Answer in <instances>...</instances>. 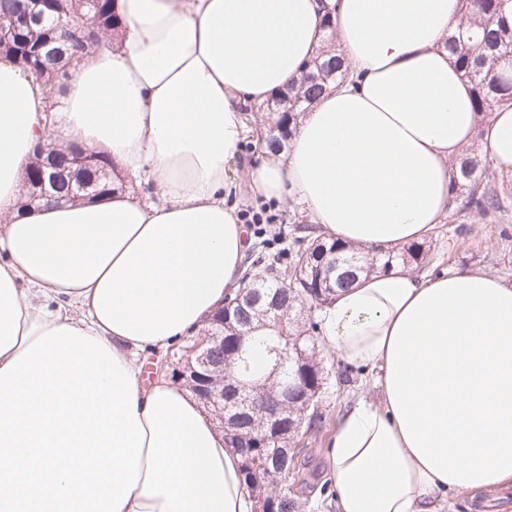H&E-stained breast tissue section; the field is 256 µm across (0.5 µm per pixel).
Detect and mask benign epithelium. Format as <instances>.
I'll return each mask as SVG.
<instances>
[{
    "mask_svg": "<svg viewBox=\"0 0 512 512\" xmlns=\"http://www.w3.org/2000/svg\"><path fill=\"white\" fill-rule=\"evenodd\" d=\"M56 14L50 27L53 37L30 45L38 61L33 67L54 66L64 55L75 56L81 48L98 41L100 17L98 0H27L26 11L5 23L0 20V45L14 35ZM67 179L66 171L55 170L50 179L25 180L30 189L29 203L42 200H80L96 195L91 184L69 186L68 194H56V184ZM309 252L328 274L337 270L336 261L316 240ZM263 275L252 273L235 298L222 306L219 318L212 319L215 329L193 344L176 368L178 379L191 388L203 406L215 413L231 448L245 459L250 474V492L254 512H276L277 497L271 494L287 482L288 463L296 452L297 436L310 420L309 411L319 404L321 382L316 377L324 367L316 357L300 346L291 350L270 351V371L259 378L248 374L229 375L224 365H232L243 355L248 337L260 330L277 329L288 317V309L278 297H268L259 288ZM263 438L276 443L274 448L256 449L254 440Z\"/></svg>",
    "mask_w": 512,
    "mask_h": 512,
    "instance_id": "obj_1",
    "label": "benign epithelium"
}]
</instances>
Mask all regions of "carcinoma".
I'll return each mask as SVG.
<instances>
[{
	"mask_svg": "<svg viewBox=\"0 0 512 512\" xmlns=\"http://www.w3.org/2000/svg\"><path fill=\"white\" fill-rule=\"evenodd\" d=\"M501 2L502 0H463L468 27L448 36L447 47L453 63L470 84L475 107L482 113L498 107L512 106V64L501 62L502 57L512 50V13L502 10ZM346 75L348 70L342 68L340 59L323 52L318 53L300 78L288 84L271 101L258 106L260 110H269L268 143L279 148L285 146L294 133V120L297 115L312 107L329 85L346 78ZM72 76L73 71L70 68H60L47 75L51 98L54 99L64 92ZM453 179L455 198L461 199L462 208L482 213L496 208L497 194L484 183L477 157H463ZM76 181L93 183L101 193L115 188L112 167L100 157L81 170ZM310 229L312 226L308 224H298L290 229L281 227L270 238L267 237L266 230H254L253 242L248 248L251 262L242 270V278L248 277L253 266L265 271L277 269L279 255L271 251V246L286 238L289 239L288 265L298 266L305 259L306 250L309 248L299 232ZM324 246L328 251L336 253L338 258L357 259V262L350 265H341V269L352 268L360 273L375 270L387 272L398 262L407 266L419 265L425 259L422 246L416 244H411L395 254H386L380 250L371 253L358 252L335 241L326 242ZM331 296L332 293L314 279L309 281L308 287L299 288L297 294L286 291L284 299L293 308L308 304L315 309L327 303ZM298 339L307 350L315 349V344L320 342L317 323L312 322L301 327L288 321L283 328L274 329L265 336L254 337L253 342L265 347L271 345L284 349L293 346Z\"/></svg>",
	"mask_w": 512,
	"mask_h": 512,
	"instance_id": "cac0c4a2",
	"label": "carcinoma"
}]
</instances>
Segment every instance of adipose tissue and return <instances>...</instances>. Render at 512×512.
Here are the masks:
<instances>
[{
	"label": "adipose tissue",
	"instance_id": "1",
	"mask_svg": "<svg viewBox=\"0 0 512 512\" xmlns=\"http://www.w3.org/2000/svg\"><path fill=\"white\" fill-rule=\"evenodd\" d=\"M113 0L115 33L76 63L58 103L0 58V368L68 325L141 373L208 327L238 288L246 229L224 202L243 108L298 78L326 44L353 74L301 113L287 149L244 170L324 239L368 250L423 241L446 216L474 140L512 165V108L475 112L450 60L462 0ZM107 159L150 195L21 204L38 141ZM322 341L363 371L330 441L337 512H443L452 493L512 488V284L490 271L364 273L315 309ZM146 431L122 512H248L241 457L194 394L138 385Z\"/></svg>",
	"mask_w": 512,
	"mask_h": 512
}]
</instances>
